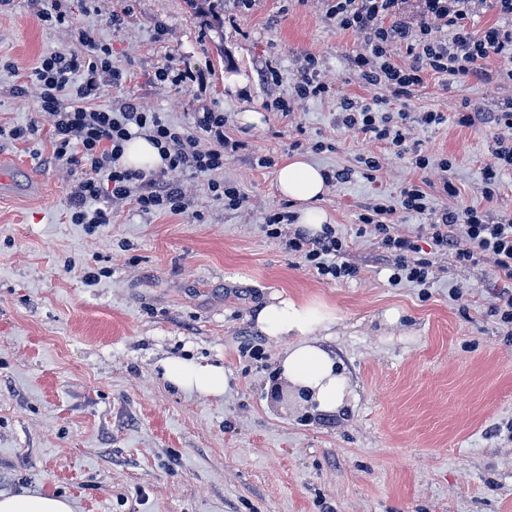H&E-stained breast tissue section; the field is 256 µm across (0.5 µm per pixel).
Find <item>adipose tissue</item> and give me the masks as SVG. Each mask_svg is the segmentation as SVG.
<instances>
[{
    "mask_svg": "<svg viewBox=\"0 0 512 512\" xmlns=\"http://www.w3.org/2000/svg\"><path fill=\"white\" fill-rule=\"evenodd\" d=\"M280 194L298 205L299 224L321 231L328 220L317 205L326 187L322 169L305 156L294 155L276 171ZM336 322L333 310L316 301L274 294L256 316V324L269 340L281 344L278 358L280 380L317 412H341L352 394L339 360L320 339ZM164 376L180 390L223 396L230 373L218 364H200L185 359H166ZM0 512H74L70 500L47 494H0Z\"/></svg>",
    "mask_w": 512,
    "mask_h": 512,
    "instance_id": "1",
    "label": "adipose tissue"
}]
</instances>
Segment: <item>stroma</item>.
Masks as SVG:
<instances>
[{"label": "stroma", "mask_w": 512, "mask_h": 512, "mask_svg": "<svg viewBox=\"0 0 512 512\" xmlns=\"http://www.w3.org/2000/svg\"><path fill=\"white\" fill-rule=\"evenodd\" d=\"M61 4L111 47L123 74L121 85L101 87L96 106L129 99L181 125L204 104L224 112L226 134L246 147L225 156L222 176L246 201L225 209L206 177L177 172L190 214L146 217L118 202L111 223L90 229L69 221L84 172L55 156L49 130L0 140V167L19 185H46L33 198L0 197V493L65 497L74 512H512V333L491 313L492 262L460 270L436 253L433 287L394 286L385 250L357 220L377 193L395 196L410 182L424 184L435 208L512 216V171L493 199L481 195L494 126L454 121L467 104L491 112L512 98V81L495 76L500 60L488 59L487 81L426 78L410 107L446 121L415 137L453 167L418 170L337 126L336 99L270 109L308 54L323 81L365 92L348 64L363 49L359 36L337 28L318 0ZM37 9L15 0L0 13V57L18 67L0 68V125L40 120L25 75L41 54L82 50L65 29L42 25ZM173 60L206 70L203 94L154 81ZM269 65L278 81L264 78ZM295 140L327 171L354 170L364 152L380 160L376 181L354 171L320 203L347 240L355 277L323 279L263 230L269 211L291 208L275 166ZM319 140L333 151H312ZM260 155L274 167H259ZM446 179L457 198L443 195ZM276 293L335 309L324 343L354 393L341 414L313 411L279 381L277 348L255 324ZM390 308L400 314L392 326L383 322ZM168 358L224 365L229 390H177L163 375Z\"/></svg>", "instance_id": "35a3bbf8"}]
</instances>
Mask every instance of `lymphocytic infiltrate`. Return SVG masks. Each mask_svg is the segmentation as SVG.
Here are the masks:
<instances>
[{
	"label": "lymphocytic infiltrate",
	"mask_w": 512,
	"mask_h": 512,
	"mask_svg": "<svg viewBox=\"0 0 512 512\" xmlns=\"http://www.w3.org/2000/svg\"><path fill=\"white\" fill-rule=\"evenodd\" d=\"M325 14L339 29L360 35L364 44L351 64L363 83L387 89L394 99L406 103L424 85L427 74L488 78L484 67L490 57L503 66L500 78L512 80V0H321ZM493 7L497 21L478 31L474 18ZM38 18L51 26L67 28L83 50L78 54L51 52L40 56L28 74L36 88L41 115L53 132L55 154L70 164L86 169L69 195L70 220L75 224H108L112 205L132 204L142 214L182 215L191 203L173 173L189 172L207 176V189L232 209L241 208L245 197L239 187L220 179L226 153L242 149L241 141L224 132L223 113L204 109L194 113L187 125L163 119L159 113L140 110L134 103L118 102L107 108L88 106L100 85L118 83L110 48L87 30L74 24L70 11L59 0L39 9ZM339 97L338 126L361 132L370 140L386 145L397 157L408 159L418 169L438 164L450 170V159L433 160L414 137L416 129L441 125L444 115L427 111H382L378 98L337 96L336 90L320 77L319 61L306 55L297 71L292 99ZM494 123L496 134L487 146L491 157L482 172V195L493 199L502 171L512 170V101L496 111L481 105L458 113L457 122L473 126ZM145 137L159 151L163 167L151 173L126 168L121 157L126 142ZM429 216L411 233L399 232L397 212ZM363 226L372 229L390 255L391 282H409L426 288L433 282V263L424 257L421 240L432 251L449 254L455 267L465 268L487 257L493 262L500 284L494 293L492 311L500 324L512 327V216L492 217L477 206H447L435 209L428 192L419 185L403 187L398 201L378 195L358 215ZM293 217L270 211L264 218L267 237L280 240L289 253L300 256L319 275L335 280L356 276L346 259L347 242L325 227L313 235L293 228Z\"/></svg>",
	"instance_id": "f902f5d3"
}]
</instances>
